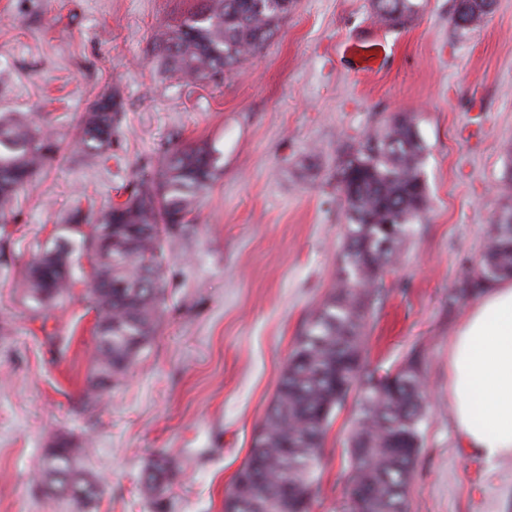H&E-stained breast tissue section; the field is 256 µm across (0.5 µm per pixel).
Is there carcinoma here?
Instances as JSON below:
<instances>
[{
	"label": "carcinoma",
	"instance_id": "carcinoma-1",
	"mask_svg": "<svg viewBox=\"0 0 512 512\" xmlns=\"http://www.w3.org/2000/svg\"><path fill=\"white\" fill-rule=\"evenodd\" d=\"M295 0H196L176 24L154 37V58L166 72L193 81L237 73L268 48ZM485 0H452L459 34L488 15ZM378 19L397 24L416 16L421 0H371ZM122 116L111 97L79 120L86 155L112 158ZM57 151L51 124L22 112H0V216L29 190ZM424 145L416 118L403 114L351 145L336 166L345 216L342 265L328 296L310 313L276 384V393L244 464L224 495V512H312L320 488V457L336 411L357 398L347 448L352 468L350 512H410L408 491L423 443L428 390L421 360L394 369L371 366L365 350L368 317L410 231L430 207L423 176ZM223 171L207 145L166 149L150 175L125 189V199L98 209L76 208L52 245L27 265L17 288L37 314L63 305L78 281L95 313L94 401L117 386L155 335L165 302L166 255L198 231L202 199ZM87 263H82V260ZM449 295L478 296L485 285L512 278V203L503 205L475 260ZM175 467L160 454L143 484L158 490ZM36 487L87 506L97 482L78 449L59 439L40 463Z\"/></svg>",
	"mask_w": 512,
	"mask_h": 512
}]
</instances>
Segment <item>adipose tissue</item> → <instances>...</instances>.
<instances>
[{
	"label": "adipose tissue",
	"instance_id": "ef3b65f1",
	"mask_svg": "<svg viewBox=\"0 0 512 512\" xmlns=\"http://www.w3.org/2000/svg\"><path fill=\"white\" fill-rule=\"evenodd\" d=\"M448 399L465 447L512 456V280L485 288L448 349Z\"/></svg>",
	"mask_w": 512,
	"mask_h": 512
}]
</instances>
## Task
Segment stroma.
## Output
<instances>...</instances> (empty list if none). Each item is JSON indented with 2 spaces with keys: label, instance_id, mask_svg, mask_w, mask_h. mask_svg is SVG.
<instances>
[{
  "label": "stroma",
  "instance_id": "obj_1",
  "mask_svg": "<svg viewBox=\"0 0 512 512\" xmlns=\"http://www.w3.org/2000/svg\"><path fill=\"white\" fill-rule=\"evenodd\" d=\"M192 3L0 0V111L46 116L58 147L0 228V512H224L301 325L336 280V163L400 112L417 118L430 209L385 276L365 348L386 369L414 352L424 362L430 414L410 512H512V457L464 447L448 402V346L470 307L448 295L512 193V0L464 35L452 0H426L396 28L370 0H297L270 47L211 82L154 59L155 33ZM353 42L383 44L377 71L357 69ZM111 95L122 122L103 164L79 152L78 118ZM196 143L220 150L223 173L195 238L169 257L156 335L92 402L84 286L38 315L16 283L78 197L106 204L164 149ZM355 409L348 398L329 427L313 512H348ZM62 438L101 487L89 508L36 489ZM162 452L176 468L157 499L142 475Z\"/></svg>",
  "mask_w": 512,
  "mask_h": 512
}]
</instances>
